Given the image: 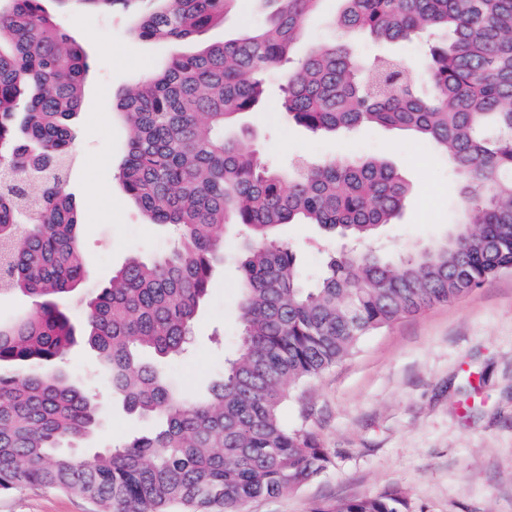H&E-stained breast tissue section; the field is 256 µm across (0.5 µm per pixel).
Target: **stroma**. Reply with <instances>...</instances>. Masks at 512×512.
Returning <instances> with one entry per match:
<instances>
[{
    "instance_id": "1",
    "label": "stroma",
    "mask_w": 512,
    "mask_h": 512,
    "mask_svg": "<svg viewBox=\"0 0 512 512\" xmlns=\"http://www.w3.org/2000/svg\"><path fill=\"white\" fill-rule=\"evenodd\" d=\"M264 0H237L222 24L178 47L135 38L120 10L66 8L60 31L88 54L81 108L73 119L66 189L81 216L88 262L84 290L106 282L128 254L166 252L172 238L121 189L119 165L129 131L116 104L134 80L161 68L173 51L195 52L231 38L264 17ZM279 86L261 109L243 118L260 157L285 167L301 157L378 156L392 162L410 187L397 223L383 228L385 246L402 248L446 233L462 211L447 161L430 144L401 132L366 127L352 138L316 137L289 123ZM307 282L320 276L341 240L313 224L284 226ZM238 273L225 263L213 277L189 351L172 376L187 396L203 394L224 370L239 335ZM67 371L80 376L104 411L93 448L123 444L139 431L83 345L71 348ZM308 423L331 453L328 468L290 492L250 501L245 512H314L338 500L393 492L404 512H512V272L450 305L429 307L363 338L354 354L306 388ZM0 512H98L85 499L50 488L0 494Z\"/></svg>"
}]
</instances>
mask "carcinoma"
<instances>
[{"instance_id":"1","label":"carcinoma","mask_w":512,"mask_h":512,"mask_svg":"<svg viewBox=\"0 0 512 512\" xmlns=\"http://www.w3.org/2000/svg\"><path fill=\"white\" fill-rule=\"evenodd\" d=\"M47 0H0V294L33 306L0 316V493L49 487L101 512H242L331 463L303 423L285 424L293 390L349 356L363 337L435 304L455 303L512 271V0H342L333 25L376 43L425 36L422 69L347 43L292 49L321 0H279L250 31L166 66L121 94L130 137L124 193L177 247L137 256L68 315L86 276L80 214L65 192L85 49L60 32ZM135 12L133 32L173 44L224 21L233 0H80ZM285 73L288 120L314 134L362 125L406 131L448 158L462 221L398 256L370 242L402 214L409 187L381 158L334 157L286 169L260 161L227 126L254 111ZM284 224H316L352 241L305 284ZM239 273L234 358L188 398L168 363L190 345L224 239ZM86 340L123 409L152 429L87 460L77 448L104 423L82 380L61 367ZM396 493L315 512H403Z\"/></svg>"}]
</instances>
